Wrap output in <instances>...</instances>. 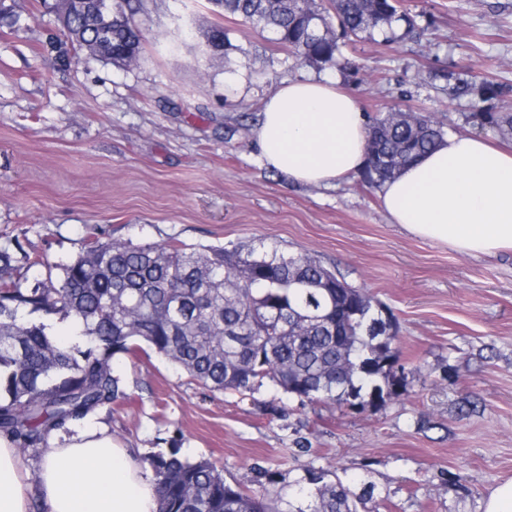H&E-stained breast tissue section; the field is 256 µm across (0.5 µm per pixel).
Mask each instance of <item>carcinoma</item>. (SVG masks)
<instances>
[{"label": "carcinoma", "instance_id": "obj_1", "mask_svg": "<svg viewBox=\"0 0 512 512\" xmlns=\"http://www.w3.org/2000/svg\"><path fill=\"white\" fill-rule=\"evenodd\" d=\"M213 13L238 17L273 35L272 41L315 67L355 65L347 50L363 38H397L415 20L399 0H208ZM60 20L67 38L113 64L139 56L143 34L134 16L140 0H112V26L100 34L96 0H70ZM207 50L228 54L224 25L204 32ZM501 85H482L481 123L512 136V113L487 103ZM376 152L368 185L378 189L407 163L437 147L444 125L416 112H387L368 128ZM22 257H17V253ZM31 259L20 243L0 246V436L23 452L45 448L49 437L125 397L112 362L145 344L212 391L252 392L270 384L311 403L345 407L355 394L365 406L378 393L398 394L405 376L395 337L383 338L385 309L308 254L280 246L228 249L136 246L93 238L58 281L22 286L18 260ZM64 313L83 326L88 347L76 358L43 322L21 310ZM158 489V512H368V483L356 495L332 469L291 485L288 501L251 493L224 480L210 461L178 450L146 459Z\"/></svg>", "mask_w": 512, "mask_h": 512}]
</instances>
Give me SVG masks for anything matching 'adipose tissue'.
<instances>
[{"mask_svg":"<svg viewBox=\"0 0 512 512\" xmlns=\"http://www.w3.org/2000/svg\"><path fill=\"white\" fill-rule=\"evenodd\" d=\"M367 119L352 92L321 79L288 80L267 97L253 131L262 163L304 186L330 187L363 171ZM390 223L473 256L512 248V150L454 134L381 190ZM30 486L10 439L0 436V512H156L145 465L103 429L51 436Z\"/></svg>","mask_w":512,"mask_h":512,"instance_id":"ef3b65f1","label":"adipose tissue"}]
</instances>
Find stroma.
Wrapping results in <instances>:
<instances>
[{
	"instance_id": "1",
	"label": "stroma",
	"mask_w": 512,
	"mask_h": 512,
	"mask_svg": "<svg viewBox=\"0 0 512 512\" xmlns=\"http://www.w3.org/2000/svg\"><path fill=\"white\" fill-rule=\"evenodd\" d=\"M416 33L348 51L356 69L301 63L241 19H221L228 56L205 51L207 0H143V49L115 65L72 45L56 0H0V245L60 278L91 236L136 245L276 243L307 253L392 311L404 367L399 395L360 411L271 386L213 392L152 350L116 366L126 396L89 421L138 460L178 449L256 494H287L335 466L371 512H482L512 477V250L474 258L390 223L379 190L355 174L333 188L266 169L252 131L286 80L325 78L367 118L429 112L448 133L511 148L465 124L484 80L512 86V0H406ZM467 94H453L458 80ZM477 402L460 412L461 401Z\"/></svg>"
}]
</instances>
